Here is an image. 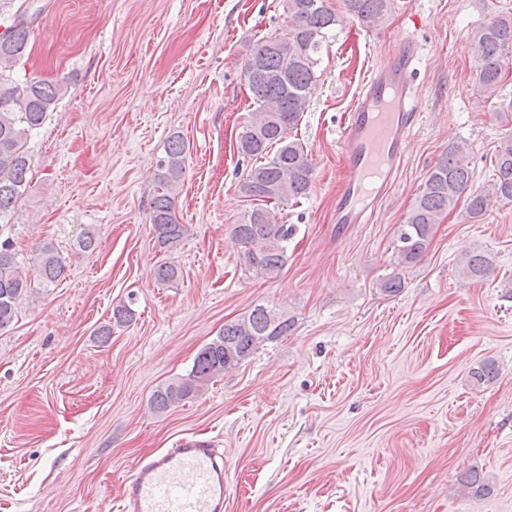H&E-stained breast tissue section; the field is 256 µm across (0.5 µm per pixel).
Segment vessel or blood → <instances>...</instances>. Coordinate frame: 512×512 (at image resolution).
Masks as SVG:
<instances>
[{
  "instance_id": "b4317fda",
  "label": "vessel or blood",
  "mask_w": 512,
  "mask_h": 512,
  "mask_svg": "<svg viewBox=\"0 0 512 512\" xmlns=\"http://www.w3.org/2000/svg\"><path fill=\"white\" fill-rule=\"evenodd\" d=\"M416 45L404 40L375 67L342 121L345 175L334 221L368 224L394 183L420 120L413 79ZM224 454L211 440L187 437L152 453L122 477L119 512H224Z\"/></svg>"
}]
</instances>
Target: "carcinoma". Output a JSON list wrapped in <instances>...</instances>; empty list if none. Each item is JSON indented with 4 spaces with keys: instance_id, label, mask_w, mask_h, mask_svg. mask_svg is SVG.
I'll return each mask as SVG.
<instances>
[{
    "instance_id": "cac0c4a2",
    "label": "carcinoma",
    "mask_w": 512,
    "mask_h": 512,
    "mask_svg": "<svg viewBox=\"0 0 512 512\" xmlns=\"http://www.w3.org/2000/svg\"><path fill=\"white\" fill-rule=\"evenodd\" d=\"M8 2L13 4L10 23L0 24V235L32 181L27 156L30 135L67 91L58 83L34 78L19 82L13 78L15 68L27 55L33 3ZM344 5L351 16L376 23L389 14L394 0H344ZM283 8L289 19L288 39L262 38L243 68L254 109L239 137L238 150L254 160L243 190L257 205L232 229L244 248L247 265L266 275L283 268L289 237L288 225L277 221L267 203L303 198L311 188L312 161L290 132L308 107L311 87L318 79L323 42L338 24V15L328 0H283ZM471 44L477 61V87L490 98L503 80L505 58L512 55V13H502L477 29ZM184 153L183 142L176 138L158 162L161 193L152 202L150 221L158 242L169 247L186 233L173 208ZM473 178L463 147L451 146L441 155L405 222L396 230L392 242L396 266L407 267L422 258L439 217L458 206ZM494 202L512 203V137L504 138L496 147L493 183L489 191L467 196L466 213L472 219L482 217ZM32 262L46 284L56 282L64 273L63 261L50 242L35 251ZM465 270L469 277L480 279L489 273V261L482 254H473L467 258ZM26 290L27 280L17 270L13 241L8 237L0 240V330L14 321ZM292 326L291 318L263 305L225 323L218 336L199 350L187 374L153 393L152 409L163 413L198 395L224 370L241 363L264 344L287 335Z\"/></svg>"
}]
</instances>
